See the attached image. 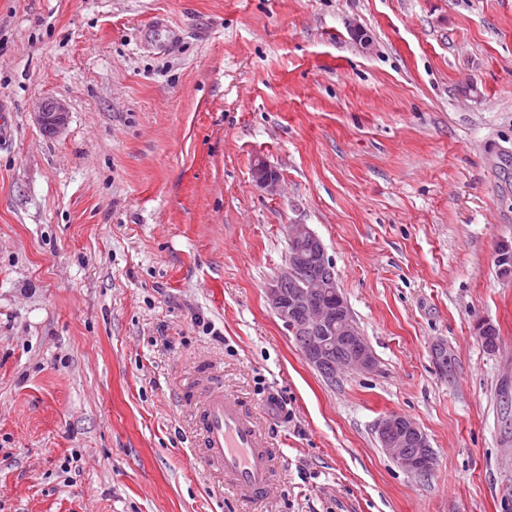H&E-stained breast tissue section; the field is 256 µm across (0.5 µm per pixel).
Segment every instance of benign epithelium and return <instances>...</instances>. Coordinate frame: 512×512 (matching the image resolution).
Listing matches in <instances>:
<instances>
[{"label": "benign epithelium", "mask_w": 512, "mask_h": 512, "mask_svg": "<svg viewBox=\"0 0 512 512\" xmlns=\"http://www.w3.org/2000/svg\"><path fill=\"white\" fill-rule=\"evenodd\" d=\"M66 104L58 99L42 101L35 118L49 134L60 133L67 122ZM256 183L273 192L278 177L271 167L260 163L254 170ZM291 250L285 265L266 288L269 306L283 325L305 340L303 355L317 372L331 379L349 369L371 372L377 358L362 337L347 300L339 296L335 280L326 277L312 284L302 282L300 271L307 260L327 263L321 239L306 224H290L287 230ZM297 291L287 293V286ZM375 432L383 450L404 471L429 474L436 464L427 435L410 418L388 414L376 424Z\"/></svg>", "instance_id": "7a95c632"}]
</instances>
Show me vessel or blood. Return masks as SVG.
<instances>
[{
  "instance_id": "vessel-or-blood-1",
  "label": "vessel or blood",
  "mask_w": 512,
  "mask_h": 512,
  "mask_svg": "<svg viewBox=\"0 0 512 512\" xmlns=\"http://www.w3.org/2000/svg\"><path fill=\"white\" fill-rule=\"evenodd\" d=\"M203 460L245 500L263 499L278 474L267 435L238 398L211 382L197 414Z\"/></svg>"
}]
</instances>
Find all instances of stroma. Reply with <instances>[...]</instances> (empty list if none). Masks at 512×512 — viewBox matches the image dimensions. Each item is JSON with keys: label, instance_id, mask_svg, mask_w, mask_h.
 <instances>
[{"label": "stroma", "instance_id": "obj_1", "mask_svg": "<svg viewBox=\"0 0 512 512\" xmlns=\"http://www.w3.org/2000/svg\"><path fill=\"white\" fill-rule=\"evenodd\" d=\"M290 224L374 371L327 382L271 310ZM504 242L512 0H0V512H512ZM207 367L288 407L263 501L198 455ZM34 114L40 127L49 134L60 133L65 128L68 116L66 104L58 99L42 101ZM375 432L383 450L407 473L429 474L436 464L427 435L410 418L388 414L376 424Z\"/></svg>", "mask_w": 512, "mask_h": 512}]
</instances>
